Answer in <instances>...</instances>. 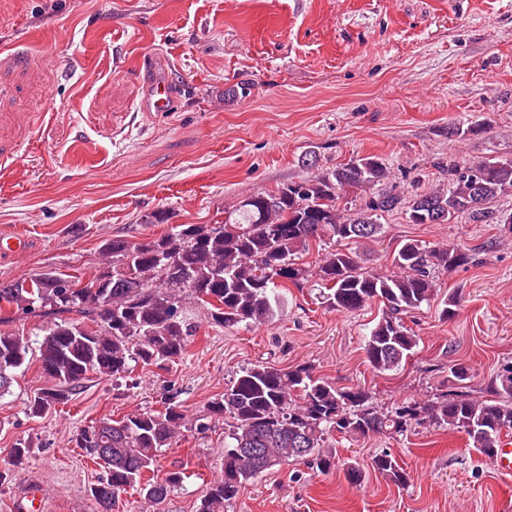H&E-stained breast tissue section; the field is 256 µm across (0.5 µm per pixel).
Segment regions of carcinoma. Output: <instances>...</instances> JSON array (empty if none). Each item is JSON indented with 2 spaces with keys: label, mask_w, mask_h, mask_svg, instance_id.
I'll return each mask as SVG.
<instances>
[{
  "label": "carcinoma",
  "mask_w": 512,
  "mask_h": 512,
  "mask_svg": "<svg viewBox=\"0 0 512 512\" xmlns=\"http://www.w3.org/2000/svg\"><path fill=\"white\" fill-rule=\"evenodd\" d=\"M389 175L382 159L357 158L249 196L221 224H177L145 241H106L100 250L107 269L89 285L47 269L28 282L1 287L0 304L10 308L5 321L32 319L40 328L34 339L0 332V397L10 392L16 371L34 360L53 381L28 400L27 414L41 417L68 403L91 375L123 378L133 362L163 369L182 356L197 331L184 316L186 298L204 303L216 327L250 326L272 317L287 283L299 286L311 278L324 289V303L336 310L384 304L364 352L373 370L397 369L418 343L404 315L434 300L439 274L469 265L473 253L462 243L427 246L406 239L393 258L396 271L380 274L362 266L359 247L378 237L382 219L403 205L411 224H450L465 215L473 224L494 218L512 229V212L491 208L498 197L512 194V160L453 159L445 188L408 202L392 188L356 209L348 206V191L383 183ZM314 247L315 263L301 262ZM468 379L469 368L456 363L449 367L445 393L383 410L368 389L338 388L310 365L246 367L192 428L200 433L212 421L232 419L224 435L222 474L207 485L197 512H226L252 479L292 462L320 472L342 465L346 478L359 482V466L340 463L330 444L335 433L392 435L428 424L465 434L490 460L502 435L512 432V365L497 372L481 396L467 390ZM185 418L169 403L118 420L102 418L80 431L76 446L104 469L88 489L99 512H112L116 497L129 488H138L154 506L183 484L188 469L182 463L172 464L160 480L146 474L155 472L163 449L192 430ZM29 448V441L16 439L8 450L12 465L23 464ZM371 466L398 486L411 480L387 451L375 455Z\"/></svg>",
  "instance_id": "cac0c4a2"
}]
</instances>
